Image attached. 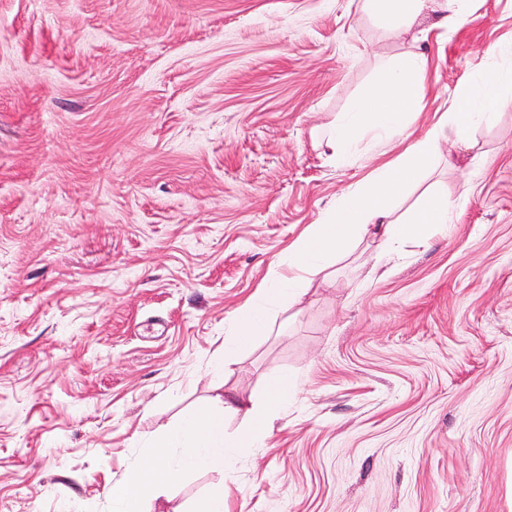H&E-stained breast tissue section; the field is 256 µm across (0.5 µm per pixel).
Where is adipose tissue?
Here are the masks:
<instances>
[{"mask_svg": "<svg viewBox=\"0 0 512 512\" xmlns=\"http://www.w3.org/2000/svg\"><path fill=\"white\" fill-rule=\"evenodd\" d=\"M470 2L360 0V10L380 23L385 37L400 40L428 13L437 28L461 27ZM428 66L429 58L421 51L390 61L382 79L323 133L321 143L328 159L340 164L353 163L366 154H382L400 138H408L409 144L400 155L374 168L361 185L338 196L318 222L308 225L289 245L262 288L234 314L233 330L224 339L225 360L253 338L271 331L273 306L300 303L308 291L309 276L333 282L335 265L371 240L383 255L371 273L383 279V262L401 256L406 244H422L446 231L451 213L465 205V196L449 197L430 176L446 153L468 143L477 127L512 105V76L491 66L483 68L456 89L448 111L412 139L408 131L416 118ZM414 191L419 194L416 204L401 210L403 200ZM241 412L255 416L259 410L252 401L220 397L158 432L125 480L113 486L118 512H154L150 491L177 482L185 472L233 469L242 448L254 443L250 433L236 441L224 435L226 416Z\"/></svg>", "mask_w": 512, "mask_h": 512, "instance_id": "1", "label": "adipose tissue"}]
</instances>
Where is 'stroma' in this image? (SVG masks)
Here are the masks:
<instances>
[{"label":"stroma","mask_w":512,"mask_h":512,"mask_svg":"<svg viewBox=\"0 0 512 512\" xmlns=\"http://www.w3.org/2000/svg\"><path fill=\"white\" fill-rule=\"evenodd\" d=\"M359 0H0V512H115L157 431L218 395L297 391L223 486L229 512H512V106L440 165L448 232L335 282L211 367L228 319L375 163L319 131L388 41ZM512 48V0L430 31L423 134ZM296 391V384L288 375L274 374L270 378L269 394L276 405L283 410Z\"/></svg>","instance_id":"35a3bbf8"}]
</instances>
